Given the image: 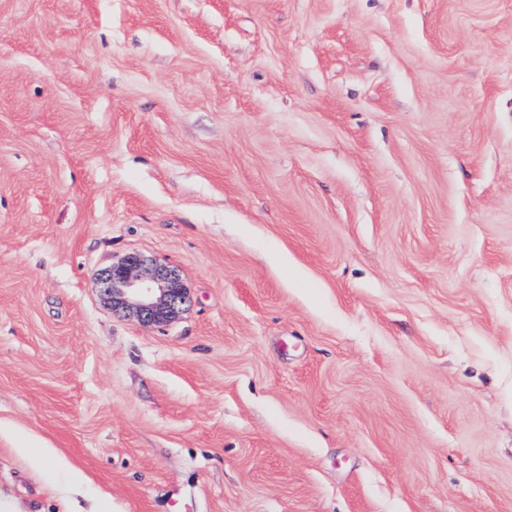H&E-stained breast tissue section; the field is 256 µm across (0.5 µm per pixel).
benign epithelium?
Returning <instances> with one entry per match:
<instances>
[{"label": "benign epithelium", "instance_id": "1", "mask_svg": "<svg viewBox=\"0 0 512 512\" xmlns=\"http://www.w3.org/2000/svg\"><path fill=\"white\" fill-rule=\"evenodd\" d=\"M100 293L114 310H129L143 325L177 320L191 303L179 271L133 253L97 274Z\"/></svg>", "mask_w": 512, "mask_h": 512}]
</instances>
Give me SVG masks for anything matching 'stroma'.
Instances as JSON below:
<instances>
[{"label":"stroma","mask_w":512,"mask_h":512,"mask_svg":"<svg viewBox=\"0 0 512 512\" xmlns=\"http://www.w3.org/2000/svg\"><path fill=\"white\" fill-rule=\"evenodd\" d=\"M32 435L99 512H512V0H0V498L56 512ZM100 293L112 310H129L143 325L177 320L191 303L179 271L133 253L97 274ZM23 445V448H17L22 454L35 455L43 464L53 468H66L76 472L75 468L57 451V449L47 448L46 446L36 443L34 440H29ZM76 473L77 474H74L72 479L75 485H79L83 482V476L80 473L78 474V472Z\"/></svg>","instance_id":"35a3bbf8"}]
</instances>
